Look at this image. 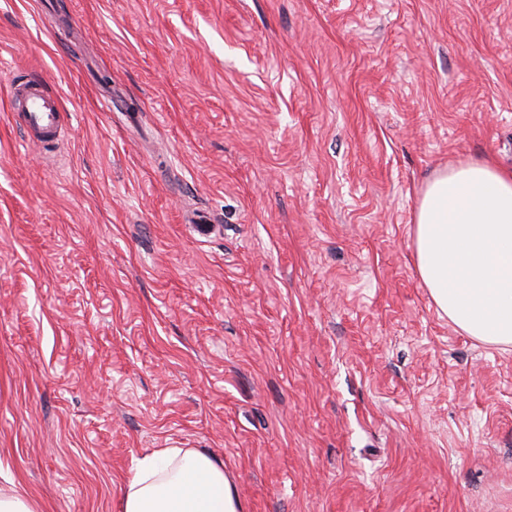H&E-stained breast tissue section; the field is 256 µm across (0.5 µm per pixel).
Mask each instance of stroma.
<instances>
[{"mask_svg":"<svg viewBox=\"0 0 512 512\" xmlns=\"http://www.w3.org/2000/svg\"><path fill=\"white\" fill-rule=\"evenodd\" d=\"M482 161L512 170V0H0V489L120 512L192 448L243 512H512V345L413 247ZM16 102L30 140L44 143L46 140L59 141L64 137L60 100L40 79L17 82L12 91V105Z\"/></svg>","mask_w":512,"mask_h":512,"instance_id":"35a3bbf8","label":"stroma"}]
</instances>
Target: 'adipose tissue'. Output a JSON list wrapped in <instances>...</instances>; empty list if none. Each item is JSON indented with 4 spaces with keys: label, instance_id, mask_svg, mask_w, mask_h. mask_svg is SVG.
I'll list each match as a JSON object with an SVG mask.
<instances>
[{
    "label": "adipose tissue",
    "instance_id": "obj_1",
    "mask_svg": "<svg viewBox=\"0 0 512 512\" xmlns=\"http://www.w3.org/2000/svg\"><path fill=\"white\" fill-rule=\"evenodd\" d=\"M419 278L467 335L512 344V172L464 163L438 172L415 216ZM121 512H242L222 461L158 448L129 480Z\"/></svg>",
    "mask_w": 512,
    "mask_h": 512
}]
</instances>
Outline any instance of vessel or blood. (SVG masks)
<instances>
[{"label":"vessel or blood","instance_id":"b4317fda","mask_svg":"<svg viewBox=\"0 0 512 512\" xmlns=\"http://www.w3.org/2000/svg\"><path fill=\"white\" fill-rule=\"evenodd\" d=\"M12 99L18 102L25 131L30 140L42 143L58 141L65 135L60 100L36 78L17 82Z\"/></svg>","mask_w":512,"mask_h":512}]
</instances>
